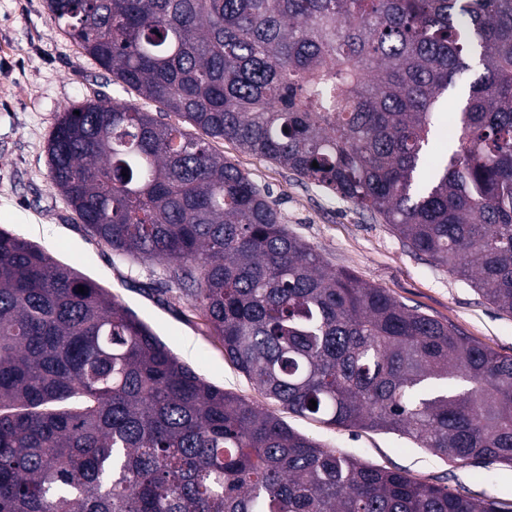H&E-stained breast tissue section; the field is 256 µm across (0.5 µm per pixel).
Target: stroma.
Wrapping results in <instances>:
<instances>
[{
	"label": "stroma",
	"mask_w": 512,
	"mask_h": 512,
	"mask_svg": "<svg viewBox=\"0 0 512 512\" xmlns=\"http://www.w3.org/2000/svg\"><path fill=\"white\" fill-rule=\"evenodd\" d=\"M100 92L163 121L177 120L160 104L113 84L111 73L55 23L46 0H0V228L39 244L106 288L207 381L259 404L323 446L494 499L502 512H512V467L451 463L400 436L327 426L266 399L225 357L184 292L162 283L151 266L115 258L87 233L51 185L47 142L67 107ZM211 147L268 191L289 232L314 248L328 268L349 271L406 306L512 356V315L490 304L470 282L416 253L390 225L232 142L215 139Z\"/></svg>",
	"instance_id": "stroma-1"
}]
</instances>
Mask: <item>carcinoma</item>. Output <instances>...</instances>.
I'll list each match as a JSON object with an SVG mask.
<instances>
[{"instance_id": "cac0c4a2", "label": "carcinoma", "mask_w": 512, "mask_h": 512, "mask_svg": "<svg viewBox=\"0 0 512 512\" xmlns=\"http://www.w3.org/2000/svg\"><path fill=\"white\" fill-rule=\"evenodd\" d=\"M48 9L115 83L381 218L512 314V0ZM474 61L453 149L427 167L448 88ZM47 152L80 222L181 285L264 396L512 467V356L329 269L205 139L103 93L65 109ZM0 512L498 510L207 382L106 289L0 229Z\"/></svg>"}]
</instances>
